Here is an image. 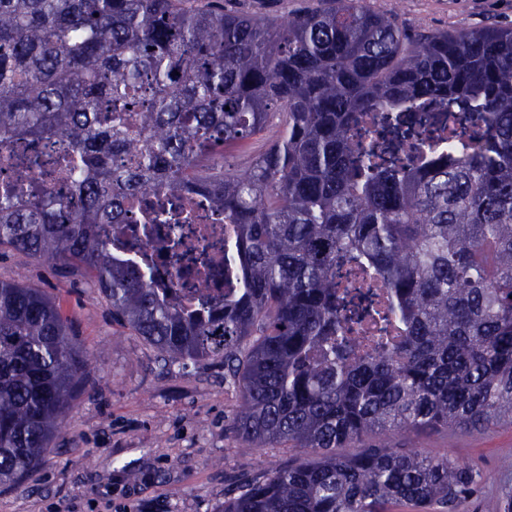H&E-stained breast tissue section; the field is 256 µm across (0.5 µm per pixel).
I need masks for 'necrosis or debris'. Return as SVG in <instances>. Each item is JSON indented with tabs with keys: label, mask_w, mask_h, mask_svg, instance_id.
<instances>
[{
	"label": "necrosis or debris",
	"mask_w": 512,
	"mask_h": 512,
	"mask_svg": "<svg viewBox=\"0 0 512 512\" xmlns=\"http://www.w3.org/2000/svg\"><path fill=\"white\" fill-rule=\"evenodd\" d=\"M181 208L189 218L179 227L181 244L168 247L169 227L151 224L147 208ZM133 219L128 224H109L103 233L112 239L113 253L122 259L142 260L150 257L154 280L169 288L172 299L182 306H193L200 289L216 298L234 288L233 275L224 271L231 262L234 227L221 211L197 188L174 189L162 184L154 190L148 205H133Z\"/></svg>",
	"instance_id": "necrosis-or-debris-1"
}]
</instances>
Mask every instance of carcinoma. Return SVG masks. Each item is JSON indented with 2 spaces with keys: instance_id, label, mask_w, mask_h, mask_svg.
Segmentation results:
<instances>
[{
  "instance_id": "obj_1",
  "label": "carcinoma",
  "mask_w": 512,
  "mask_h": 512,
  "mask_svg": "<svg viewBox=\"0 0 512 512\" xmlns=\"http://www.w3.org/2000/svg\"><path fill=\"white\" fill-rule=\"evenodd\" d=\"M441 103L481 141L410 140ZM276 141L243 173L201 157ZM366 112L391 121L365 147ZM69 142L53 161L81 206L0 187V248L92 275L112 318L172 364L218 360L237 434L300 456L245 480L224 512H460L479 474L395 448L403 431L512 421V28L412 35L362 0L280 25L224 0H0V146ZM163 181L193 183L236 226L238 288L180 307L105 224ZM349 268L383 288L375 336ZM58 305L0 278V486L29 475L84 389ZM374 448L349 446L368 434Z\"/></svg>"
}]
</instances>
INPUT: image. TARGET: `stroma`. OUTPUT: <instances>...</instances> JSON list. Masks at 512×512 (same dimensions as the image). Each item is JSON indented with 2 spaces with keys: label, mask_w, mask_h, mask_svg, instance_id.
<instances>
[{
  "label": "stroma",
  "mask_w": 512,
  "mask_h": 512,
  "mask_svg": "<svg viewBox=\"0 0 512 512\" xmlns=\"http://www.w3.org/2000/svg\"><path fill=\"white\" fill-rule=\"evenodd\" d=\"M319 0H224L225 9L276 22ZM397 14L410 31L512 27V0H366ZM279 118L225 149L229 172L248 168L275 141ZM41 289L59 304L88 352V390L34 471L0 488V512H220L234 479L252 478L291 462L288 448H256L233 428L238 388L215 361L169 367L141 337L112 318L91 275L0 250V275ZM397 448L448 457L482 476L463 512H500L512 491V423L487 428L443 426L408 431Z\"/></svg>",
  "instance_id": "1"
}]
</instances>
